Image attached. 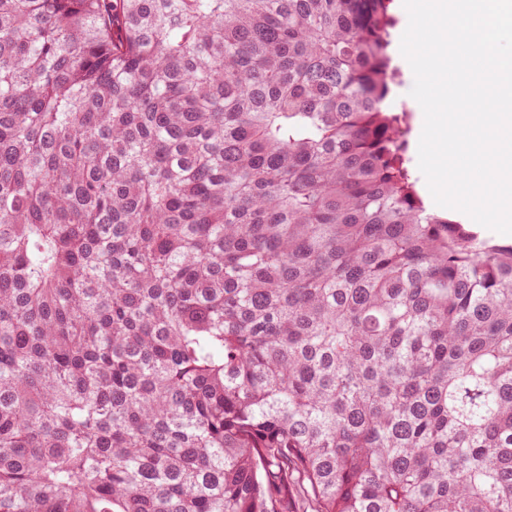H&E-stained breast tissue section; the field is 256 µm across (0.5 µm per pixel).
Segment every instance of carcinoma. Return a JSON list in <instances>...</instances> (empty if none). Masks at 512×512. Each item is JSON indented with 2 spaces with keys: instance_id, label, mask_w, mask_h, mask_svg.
<instances>
[{
  "instance_id": "cac0c4a2",
  "label": "carcinoma",
  "mask_w": 512,
  "mask_h": 512,
  "mask_svg": "<svg viewBox=\"0 0 512 512\" xmlns=\"http://www.w3.org/2000/svg\"><path fill=\"white\" fill-rule=\"evenodd\" d=\"M390 4L0 0V512H512V243ZM391 11L396 16L398 23L396 29L394 30V45L397 56V64L400 68L401 77L400 80L402 82V91H403V102L406 107H408L412 112H409L411 115L410 124H411V132L409 134V157H410V167L413 174L418 177V189L423 196L424 200L427 204L430 205V208L436 211L439 214L450 215L454 219L460 220L464 224H470L475 230L479 231L483 236L491 238L498 242H512V238L505 237L504 235L493 232L482 225L478 224L474 220H472L468 215L463 212L443 208L437 206L432 198V195L427 187L426 181L422 173L418 168V143L420 139V135L423 128V111L420 105L415 101L410 95L409 92L414 84V76L412 70L406 61V59L402 56L400 52V40L403 32L405 31L408 24V16L403 8L402 0H393L391 4Z\"/></svg>"
}]
</instances>
